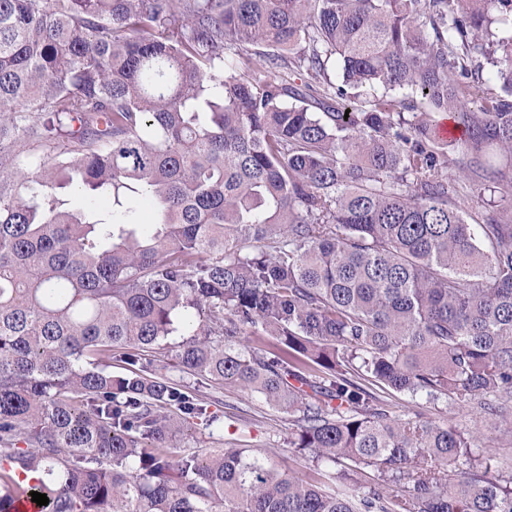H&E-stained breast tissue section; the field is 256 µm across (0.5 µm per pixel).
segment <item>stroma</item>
<instances>
[{"instance_id":"35a3bbf8","label":"stroma","mask_w":512,"mask_h":512,"mask_svg":"<svg viewBox=\"0 0 512 512\" xmlns=\"http://www.w3.org/2000/svg\"><path fill=\"white\" fill-rule=\"evenodd\" d=\"M174 354L173 346L168 345L152 352L151 358L174 382L190 383L211 411L222 416L219 426L197 428L184 440L183 451L246 445L252 454L271 460L282 471L315 478L316 473L308 457L288 446L290 422L287 414L272 409L254 393L179 372L174 367ZM425 410L434 420L446 419L460 430L479 431L484 443L482 453L491 460V475L512 472V426L501 423L496 417H477L470 408L451 407L442 401L426 405Z\"/></svg>"}]
</instances>
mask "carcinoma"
Here are the masks:
<instances>
[{"mask_svg": "<svg viewBox=\"0 0 512 512\" xmlns=\"http://www.w3.org/2000/svg\"><path fill=\"white\" fill-rule=\"evenodd\" d=\"M491 151L512 0H0V512L21 473L45 512H512L477 434L381 398L508 420L512 207L459 191L507 180ZM185 323L176 368L287 414L332 485L174 454L220 423L144 358ZM464 183L466 200L472 213L479 211L484 214L496 211L510 204V201L512 202V186L511 189L506 184L496 185L493 188L480 181H465ZM65 198L69 200L70 206L75 209L94 210L99 217L112 219L111 206L105 198L97 199L96 203L89 201V199L80 192L68 190L65 192Z\"/></svg>", "mask_w": 512, "mask_h": 512, "instance_id": "obj_1", "label": "carcinoma"}]
</instances>
